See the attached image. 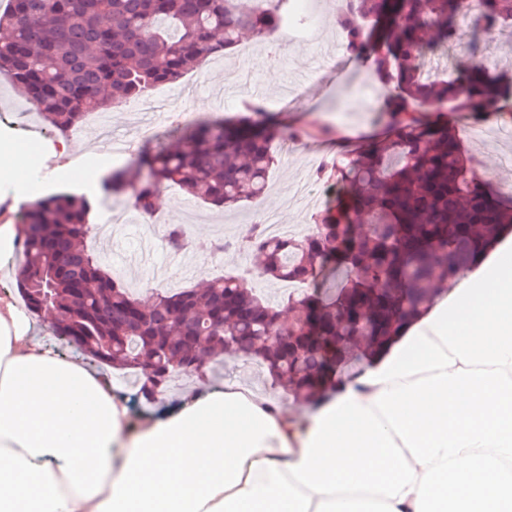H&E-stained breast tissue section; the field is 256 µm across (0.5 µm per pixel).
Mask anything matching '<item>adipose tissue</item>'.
<instances>
[{
	"mask_svg": "<svg viewBox=\"0 0 512 512\" xmlns=\"http://www.w3.org/2000/svg\"><path fill=\"white\" fill-rule=\"evenodd\" d=\"M394 341L307 419L233 376L136 425L0 289V512H512V246Z\"/></svg>",
	"mask_w": 512,
	"mask_h": 512,
	"instance_id": "ef3b65f1",
	"label": "adipose tissue"
}]
</instances>
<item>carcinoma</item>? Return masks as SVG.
I'll return each instance as SVG.
<instances>
[{"instance_id":"cac0c4a2","label":"carcinoma","mask_w":512,"mask_h":512,"mask_svg":"<svg viewBox=\"0 0 512 512\" xmlns=\"http://www.w3.org/2000/svg\"><path fill=\"white\" fill-rule=\"evenodd\" d=\"M287 0H8L0 27V75L7 77L47 124L67 136L91 112L178 82L243 35L274 37L288 18ZM464 0H347L336 26L345 53L369 61L372 76L395 85L385 102L382 132L316 172L336 191L302 238L267 236L255 225L247 251L259 273L226 274L204 288L134 296L118 279L88 268L83 246L90 200L51 194L25 205L16 241V287L25 308L54 313L52 333L105 368L135 375L130 399L153 405L180 375L197 373L200 345L208 357L234 351L264 369L270 388L316 405L336 393V373L375 354L435 298L478 263L512 224V196L480 178L459 155L448 111L474 124L512 125V97L483 63V36L512 28V0H477L469 62L452 78H433L424 61L445 47L465 12ZM243 117L202 122L172 150L139 153L137 178L124 169L103 181L106 193L127 186L133 207L150 215L167 183L204 204L235 206L262 196L275 164L277 119L247 106ZM187 237L168 226L166 246ZM69 262L60 268L57 255ZM304 283L284 303L293 313L288 345L268 344L277 307L253 286L255 276ZM84 284L81 293L70 283ZM153 367L150 374L143 365Z\"/></svg>"}]
</instances>
